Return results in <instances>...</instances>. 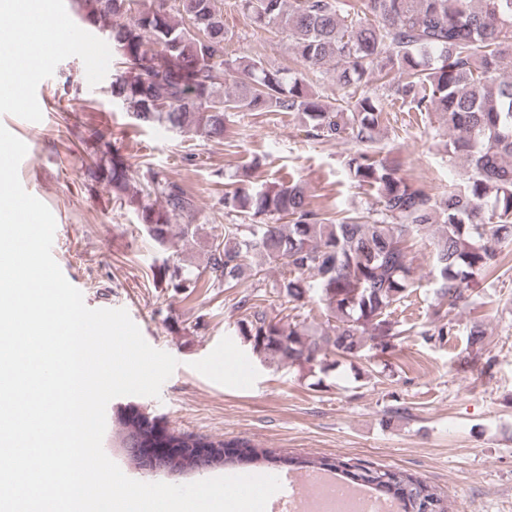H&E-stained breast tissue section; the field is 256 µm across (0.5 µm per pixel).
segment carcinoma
Instances as JSON below:
<instances>
[{
  "instance_id": "carcinoma-1",
  "label": "carcinoma",
  "mask_w": 512,
  "mask_h": 512,
  "mask_svg": "<svg viewBox=\"0 0 512 512\" xmlns=\"http://www.w3.org/2000/svg\"><path fill=\"white\" fill-rule=\"evenodd\" d=\"M255 28L281 34L301 66L333 67L341 91L331 98L312 90L301 71L224 52V21L217 0H70L78 22L105 34L121 64L104 88L145 124L221 142L230 117L243 112L297 113L307 136L353 145L346 167L373 191L376 207L330 215L312 206L306 187L284 181L257 186L245 167L224 192L222 241L211 242L205 270L227 288L246 277L260 280L266 266L280 269L272 296L239 299L238 331L269 365L288 362L325 369L334 357L355 358L364 341L380 337L386 351L409 330L395 306L416 287L408 243L438 227L432 267L435 304L420 335L442 341L458 332L452 313L468 303L477 276L496 274L501 247L512 244V0H238ZM394 71L393 94L416 112L434 114L432 145L467 171V178L433 194L400 174L378 147L387 121L381 100L362 88ZM448 129V139L440 129ZM92 129L100 157L84 179L112 187V201L133 208L159 248L195 238V196L159 168L148 166L131 182L129 166ZM167 287H200L181 266H161ZM318 303L328 331L290 320L286 311ZM486 329L474 323L467 348L485 346ZM122 442L152 437L150 418L118 416ZM301 469L331 470L397 502L398 512L423 494L448 500L407 473L326 457L293 459Z\"/></svg>"
}]
</instances>
